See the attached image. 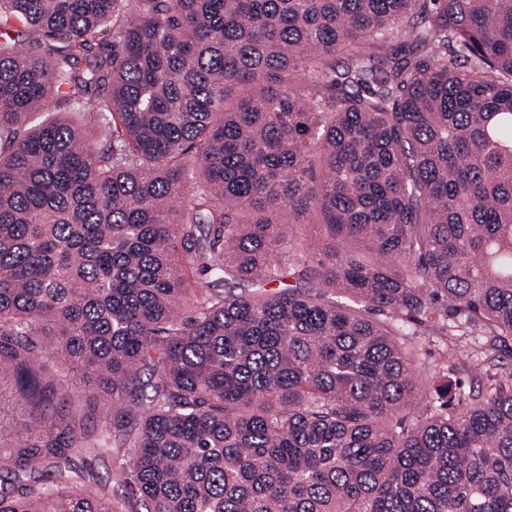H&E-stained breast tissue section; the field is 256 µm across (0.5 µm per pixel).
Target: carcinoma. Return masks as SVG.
Returning a JSON list of instances; mask_svg holds the SVG:
<instances>
[{"label":"carcinoma","mask_w":512,"mask_h":512,"mask_svg":"<svg viewBox=\"0 0 512 512\" xmlns=\"http://www.w3.org/2000/svg\"><path fill=\"white\" fill-rule=\"evenodd\" d=\"M0 34V512H512V0Z\"/></svg>","instance_id":"cac0c4a2"}]
</instances>
